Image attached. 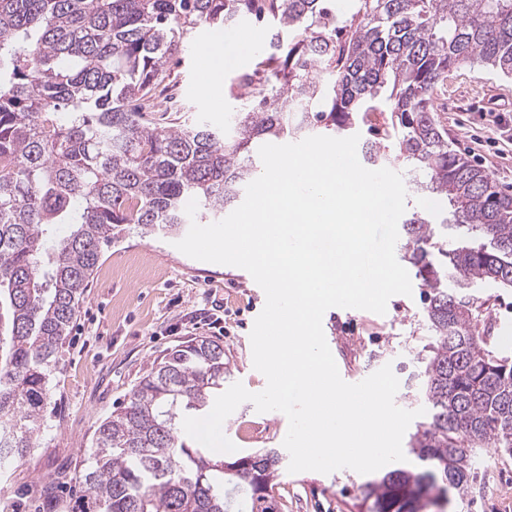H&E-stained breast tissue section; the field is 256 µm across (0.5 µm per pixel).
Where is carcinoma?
I'll use <instances>...</instances> for the list:
<instances>
[{
    "label": "carcinoma",
    "mask_w": 512,
    "mask_h": 512,
    "mask_svg": "<svg viewBox=\"0 0 512 512\" xmlns=\"http://www.w3.org/2000/svg\"><path fill=\"white\" fill-rule=\"evenodd\" d=\"M245 21L267 26L232 82L245 107L222 130L158 126L170 60L198 29ZM475 62L512 75V0H0V462L35 450L102 245L182 232L192 198L220 218L271 140L358 134L365 164L398 160L453 206L451 221L403 220L430 332L427 422L409 440L421 467L363 483L362 505L431 512L438 486L471 493L479 449L512 455V355L471 294L512 288V195L452 149L435 107L448 72ZM54 224L73 230L50 249ZM222 386L224 346L205 337L153 362L98 425L77 512H229L227 485L269 512L276 450L226 470L179 435Z\"/></svg>",
    "instance_id": "carcinoma-1"
}]
</instances>
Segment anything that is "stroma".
Returning a JSON list of instances; mask_svg holds the SVG:
<instances>
[{
  "mask_svg": "<svg viewBox=\"0 0 512 512\" xmlns=\"http://www.w3.org/2000/svg\"><path fill=\"white\" fill-rule=\"evenodd\" d=\"M232 31L239 58L234 68L218 59L196 76L204 29L182 52L173 72L184 119L220 129L240 110L228 88L237 72L253 65L265 31L247 22ZM437 99L448 106L441 119L453 148L467 158L473 139L484 141L480 167L499 190L512 194V144L491 145L498 133L495 115L512 118V77L464 65L449 73ZM423 293L416 280L411 295L390 298L386 314L332 308L323 317L338 368L367 376L391 365L400 382L395 402L407 410L426 405L413 381L428 336ZM478 294L498 322L500 349L512 354V288L483 285ZM264 305L265 294L247 271L190 258L175 248L173 237L148 239L132 231L106 246L61 352L36 450L21 461L0 463V503L18 505L20 512H72L75 479L100 421L125 403L154 361L191 338L223 345L225 385L262 391L266 378L253 366L250 333ZM222 430L243 456L282 448L288 419L278 411L256 412L245 402ZM481 458L473 493H448L444 512H512V457L486 449ZM366 480L350 469L292 474L280 468L273 480L275 512H361L359 487Z\"/></svg>",
  "mask_w": 512,
  "mask_h": 512,
  "instance_id": "stroma-1",
  "label": "stroma"
}]
</instances>
